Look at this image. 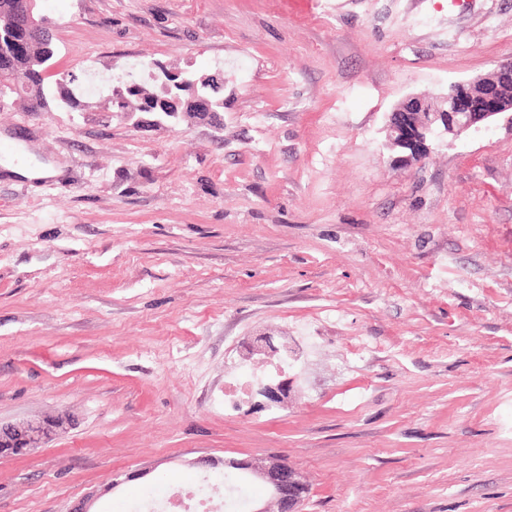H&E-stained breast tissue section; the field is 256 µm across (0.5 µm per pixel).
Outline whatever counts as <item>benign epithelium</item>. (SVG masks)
I'll list each match as a JSON object with an SVG mask.
<instances>
[{
    "instance_id": "obj_1",
    "label": "benign epithelium",
    "mask_w": 512,
    "mask_h": 512,
    "mask_svg": "<svg viewBox=\"0 0 512 512\" xmlns=\"http://www.w3.org/2000/svg\"><path fill=\"white\" fill-rule=\"evenodd\" d=\"M505 114L512 119V61L476 79L452 83L444 94L404 98L389 114L384 145L400 153L399 159L410 165L426 157L428 138L446 135L453 141L471 129L490 125ZM270 351L287 354L288 337L275 338L262 333L246 348L249 359ZM290 392L291 381L285 377L264 384L258 394L268 405L280 406L288 401ZM57 427V421L24 426L0 423V459L27 455L31 449L40 447ZM224 468L262 481L278 512H299L305 498V483L297 469L287 462L277 458L266 461L234 458L224 460Z\"/></svg>"
}]
</instances>
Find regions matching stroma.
Masks as SVG:
<instances>
[{
  "instance_id": "stroma-1",
  "label": "stroma",
  "mask_w": 512,
  "mask_h": 512,
  "mask_svg": "<svg viewBox=\"0 0 512 512\" xmlns=\"http://www.w3.org/2000/svg\"><path fill=\"white\" fill-rule=\"evenodd\" d=\"M55 71L224 67L219 124L0 109V512H132L274 456L302 512H512V124L382 145L409 95L512 60V0H42ZM312 346L285 408L224 383ZM290 343L287 336H279L277 344H275V336L267 335V333L255 336L252 342L246 348L247 358L253 359L255 356H265L269 351L280 352L281 356L288 354ZM59 424L48 421L17 426L0 421V459L25 456L32 448H39Z\"/></svg>"
}]
</instances>
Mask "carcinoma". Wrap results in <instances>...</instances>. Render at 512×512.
<instances>
[{"label":"carcinoma","mask_w":512,"mask_h":512,"mask_svg":"<svg viewBox=\"0 0 512 512\" xmlns=\"http://www.w3.org/2000/svg\"><path fill=\"white\" fill-rule=\"evenodd\" d=\"M40 16L39 0H0V84L14 87L5 97L9 105L16 99L25 102L29 112H49L54 106L71 110L81 107L88 88L80 77L71 74L50 82L56 63L57 47L49 28L32 31L29 15ZM181 77L186 86L173 87L154 67L143 62L140 73L128 72L106 79L108 86L120 84L119 100L107 94L111 112H186V100L197 97L207 102V112L224 111V87L213 77L215 71L185 69Z\"/></svg>","instance_id":"cac0c4a2"}]
</instances>
